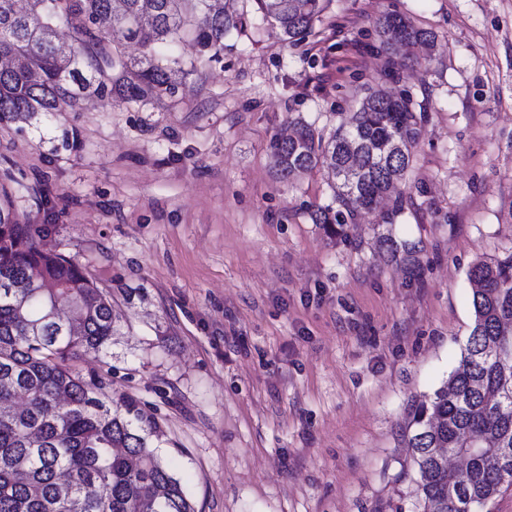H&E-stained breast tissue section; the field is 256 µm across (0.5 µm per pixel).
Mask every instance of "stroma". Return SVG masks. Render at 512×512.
Wrapping results in <instances>:
<instances>
[{
    "instance_id": "1",
    "label": "stroma",
    "mask_w": 512,
    "mask_h": 512,
    "mask_svg": "<svg viewBox=\"0 0 512 512\" xmlns=\"http://www.w3.org/2000/svg\"><path fill=\"white\" fill-rule=\"evenodd\" d=\"M223 3L242 27L215 57L179 43L173 96L0 125V186L110 296L109 352L77 366L158 421L197 512H418L408 408L458 364L471 264L512 248V0H330L292 43ZM386 12L435 48L386 65ZM369 88L422 135L400 205L333 239L310 219L332 176L280 179L270 144Z\"/></svg>"
}]
</instances>
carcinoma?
<instances>
[{
	"label": "carcinoma",
	"instance_id": "cac0c4a2",
	"mask_svg": "<svg viewBox=\"0 0 512 512\" xmlns=\"http://www.w3.org/2000/svg\"><path fill=\"white\" fill-rule=\"evenodd\" d=\"M330 0H256L262 20L292 43L320 20ZM241 20L211 0H30L14 11L0 0V124L22 113L60 112L86 92L123 101L175 93L185 70L161 49L192 37L219 53ZM65 24L80 48L60 54ZM381 51L409 57L435 35L385 13L374 21ZM132 44L139 55L126 52ZM422 116L410 97L374 91L328 138L303 119L294 136L270 144L283 180L321 165L336 176L339 209L310 214L332 236L346 218L375 211L408 172ZM474 322L458 367L430 402L410 407L402 433L412 449L422 512H459L448 503V472L432 448L455 453L475 443L487 453L456 477L469 512L512 486V248L469 269ZM66 304L81 330L59 328L51 312ZM120 326L110 298L83 267L11 215L0 194V512H195L181 480L158 452L163 433L135 400L75 367L107 354Z\"/></svg>",
	"mask_w": 512,
	"mask_h": 512
}]
</instances>
